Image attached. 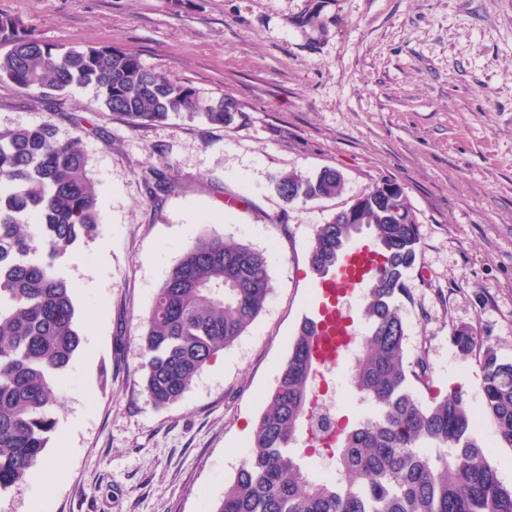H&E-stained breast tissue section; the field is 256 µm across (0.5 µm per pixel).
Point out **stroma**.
<instances>
[{"label": "stroma", "instance_id": "1", "mask_svg": "<svg viewBox=\"0 0 512 512\" xmlns=\"http://www.w3.org/2000/svg\"><path fill=\"white\" fill-rule=\"evenodd\" d=\"M0 17L62 47L110 46L232 98L225 127L180 117L135 126L93 87L45 97L0 81V130L67 112L103 222L63 264L81 346L61 378L53 477L0 493V512H204L250 453L254 425L312 297L316 225L380 182L399 184L419 229L406 352L425 353L430 389L481 405L469 327L512 360V0H0ZM54 120V119H53ZM179 190L159 205L142 169ZM339 170L343 194L288 204L276 176ZM208 229L270 256L255 324L177 402L143 392L139 336L169 268Z\"/></svg>", "mask_w": 512, "mask_h": 512}]
</instances>
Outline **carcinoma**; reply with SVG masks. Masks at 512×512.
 <instances>
[{
    "label": "carcinoma",
    "mask_w": 512,
    "mask_h": 512,
    "mask_svg": "<svg viewBox=\"0 0 512 512\" xmlns=\"http://www.w3.org/2000/svg\"><path fill=\"white\" fill-rule=\"evenodd\" d=\"M11 48L0 54V81L43 96L92 85L103 111L146 125L171 115L224 126L234 100H205L186 85L146 68L112 47L55 49L0 18ZM148 200L176 188L162 169L142 174ZM344 178L325 168L316 177L274 179L288 204L343 193ZM98 190L78 137L61 139L56 125L0 130V491L24 480L43 461L55 422L60 378L81 344L73 286L62 260L102 224ZM373 229L377 256L363 288L350 385L368 411L336 429L333 475L302 467L296 453L313 419L318 331L304 320L292 340L278 384L255 424L252 450L224 496L206 512H512L476 429L481 421L465 395L452 390L422 400L430 381L425 353L404 359L410 298L406 273L415 263L418 224L407 196L376 185L356 224ZM355 224L331 219L315 228L309 266L325 278L352 246ZM272 291L264 253L206 230L182 253L156 289L139 337L143 390L150 402L180 400L198 374L256 322ZM463 358H478L481 403L497 435L512 446V361L468 327L453 329Z\"/></svg>",
    "instance_id": "carcinoma-1"
}]
</instances>
